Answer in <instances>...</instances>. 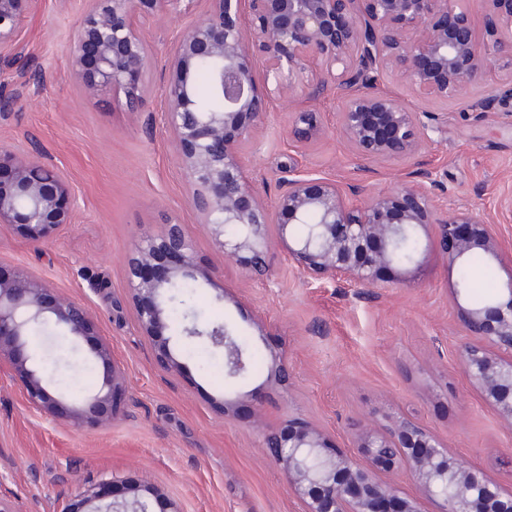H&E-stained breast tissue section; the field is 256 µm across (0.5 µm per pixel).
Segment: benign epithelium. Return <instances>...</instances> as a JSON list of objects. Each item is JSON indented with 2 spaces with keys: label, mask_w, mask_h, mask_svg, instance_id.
<instances>
[{
  "label": "benign epithelium",
  "mask_w": 512,
  "mask_h": 512,
  "mask_svg": "<svg viewBox=\"0 0 512 512\" xmlns=\"http://www.w3.org/2000/svg\"><path fill=\"white\" fill-rule=\"evenodd\" d=\"M32 0H0V65L25 63L15 52L21 20ZM194 0H87L73 50V65L91 98L121 91L130 112H140L152 46L134 24L136 13L188 12ZM206 16L186 29L170 49L165 70L164 120L179 164L191 184L189 202L211 229L224 255L246 273L268 271L270 228L286 240L302 232L288 256L305 276L343 277L360 288L381 280L385 268L410 266L396 247L408 235L433 228L452 264L479 253L500 260L505 245L493 225L458 206L442 215L432 200L435 180L391 193L368 195L359 184L342 186L290 167L280 178L269 209L246 174L243 152L272 98L301 94L310 100L333 93L338 122L355 158L415 155L438 118L413 111L379 91L387 71L415 91L436 99L461 98L496 67L512 73V0H210ZM485 10L477 34L470 3ZM265 69L257 71V61ZM215 63L213 92L220 112H203L191 92L198 64ZM470 111L512 117V81L487 85ZM323 131L320 113H297L299 135ZM75 194L69 175L28 151L0 147V224H13L36 243L51 240L73 223ZM127 286L138 327L157 363L177 373L170 338L167 293L178 282L197 280L188 226L168 224L162 237H146L129 260ZM52 323L75 342L92 344L103 369L91 396L66 404L48 389L31 330ZM466 335L461 352L471 385L503 425L512 428V279L498 296L463 309ZM224 347L231 376L247 360L225 326L193 327ZM18 377L27 403L49 417L66 416L77 426L104 425L118 413L125 386L112 348L100 339L90 309L23 270L0 275V363ZM356 448L365 458L336 447L322 429L303 419L265 432L263 448L288 480L302 512H421L429 499L438 512H512V488L454 457L437 435L400 415L380 429L354 424ZM405 469L418 495L403 496L378 474ZM63 512H154L139 487L102 480L84 487Z\"/></svg>",
  "instance_id": "1"
}]
</instances>
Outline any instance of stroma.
<instances>
[{"label": "stroma", "mask_w": 512, "mask_h": 512, "mask_svg": "<svg viewBox=\"0 0 512 512\" xmlns=\"http://www.w3.org/2000/svg\"><path fill=\"white\" fill-rule=\"evenodd\" d=\"M139 16L153 45L142 111L123 94L90 98L75 74L72 48L84 0H35L21 23L19 47L30 62L25 78L0 67V90L21 88L11 112H0V145L33 151L72 179L74 221L42 245L0 224V272L20 268L89 307L125 378L111 423L77 427L29 407L9 365L0 366V496L22 512H61L87 482L116 477L147 484L181 512H301L285 477L264 455L261 426L301 418L338 447L352 448L350 428L407 413L437 434L467 464L503 487L512 473L497 461L512 452V429L470 385L460 361L466 336L450 265L433 234H421L419 264L384 272L374 288L342 280L307 282L287 250L272 241L264 276L246 275L226 258L188 202V179L164 122L172 43L207 13ZM381 89L407 108L439 117L441 125L411 158L356 160L336 125L333 95L314 101L322 135L292 134L303 96L274 99L244 149L245 165L266 204H273L283 169L297 168L339 183L387 193L437 181V209L473 208L512 242V120L470 112L485 84L441 101L414 92L394 74ZM188 226L198 290L182 305L171 346L183 368H160L140 335L126 286L138 242L160 237L171 222ZM225 323L258 358L246 377L224 376V349L187 328ZM56 362L52 388L78 399L100 385L103 367L89 345L74 346L55 328L33 338ZM280 356L288 383L270 379Z\"/></svg>", "instance_id": "1"}]
</instances>
